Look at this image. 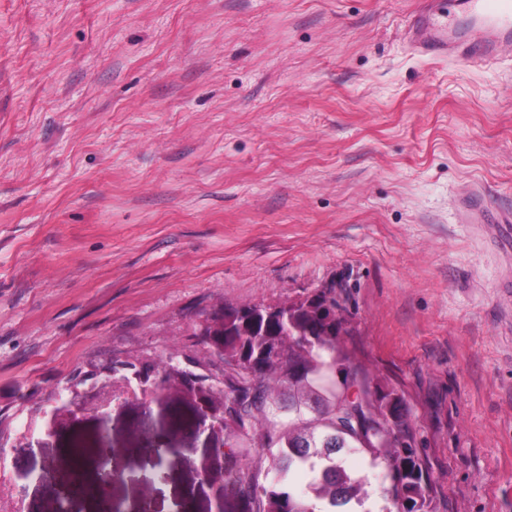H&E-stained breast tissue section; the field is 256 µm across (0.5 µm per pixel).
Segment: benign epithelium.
I'll return each mask as SVG.
<instances>
[{
	"label": "benign epithelium",
	"instance_id": "obj_1",
	"mask_svg": "<svg viewBox=\"0 0 512 512\" xmlns=\"http://www.w3.org/2000/svg\"><path fill=\"white\" fill-rule=\"evenodd\" d=\"M173 361L174 356L171 355L148 372L138 371L141 400L146 404L153 401L159 403L163 396H155L156 392L178 391L199 407V431L207 433L211 438L224 437V405L221 404L220 398L207 388L186 382L173 366ZM119 383L121 380L107 375L102 379H95L89 389L76 385L70 387L68 397L51 410L45 426V436L36 439L33 431H22L16 436L13 449L25 451L35 442L44 443L53 438L59 429L69 427L86 416L95 417L102 426L108 424L112 409L122 406L132 398V392L126 391ZM170 452L166 437H160L149 463L150 472L143 473L141 480L153 482L163 478L159 462L166 460ZM97 454L100 458V471L95 484L96 492L110 502L112 486L127 481V477L107 467V462L112 456V444L98 441Z\"/></svg>",
	"mask_w": 512,
	"mask_h": 512
}]
</instances>
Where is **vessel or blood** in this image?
<instances>
[{
  "mask_svg": "<svg viewBox=\"0 0 512 512\" xmlns=\"http://www.w3.org/2000/svg\"><path fill=\"white\" fill-rule=\"evenodd\" d=\"M452 12L474 18L473 29L452 26ZM406 40L421 56L490 65L498 60L501 48L512 43V0H432L411 20ZM461 215L469 222L497 225L503 247L512 250V211L491 209L483 193L476 192L462 200Z\"/></svg>",
  "mask_w": 512,
  "mask_h": 512,
  "instance_id": "b4317fda",
  "label": "vessel or blood"
}]
</instances>
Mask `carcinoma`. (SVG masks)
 Masks as SVG:
<instances>
[{
	"label": "carcinoma",
	"instance_id": "1",
	"mask_svg": "<svg viewBox=\"0 0 512 512\" xmlns=\"http://www.w3.org/2000/svg\"><path fill=\"white\" fill-rule=\"evenodd\" d=\"M336 298L313 295L286 310L224 308V445L231 488L248 512H338L364 504L346 450L363 452L392 480L387 512H433L404 393L352 364ZM341 379H336V373ZM308 477L312 497L282 485Z\"/></svg>",
	"mask_w": 512,
	"mask_h": 512
}]
</instances>
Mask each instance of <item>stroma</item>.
Wrapping results in <instances>:
<instances>
[{
    "label": "stroma",
    "mask_w": 512,
    "mask_h": 512,
    "mask_svg": "<svg viewBox=\"0 0 512 512\" xmlns=\"http://www.w3.org/2000/svg\"><path fill=\"white\" fill-rule=\"evenodd\" d=\"M427 0H0V448L60 393L166 353L204 385L223 307L334 288L357 363L401 388L435 512H512V255L459 198L512 208V48L419 56ZM198 410L112 413L122 512H214ZM95 419L11 456L25 512H108ZM52 462V481L37 478ZM97 454L100 458V471L99 478L95 484L96 492H100L102 496L108 502L112 503V486L118 482L125 481H148L153 482L156 479H162L164 477L162 469L159 468V462L165 461L167 455L171 452L172 448L168 447L167 440L164 434L161 435L157 447H154V453L152 460L149 464L150 472H144L141 478H129L127 479L122 473L112 471V468H107V462L112 456V443H104L99 436Z\"/></svg>",
    "instance_id": "obj_1"
}]
</instances>
